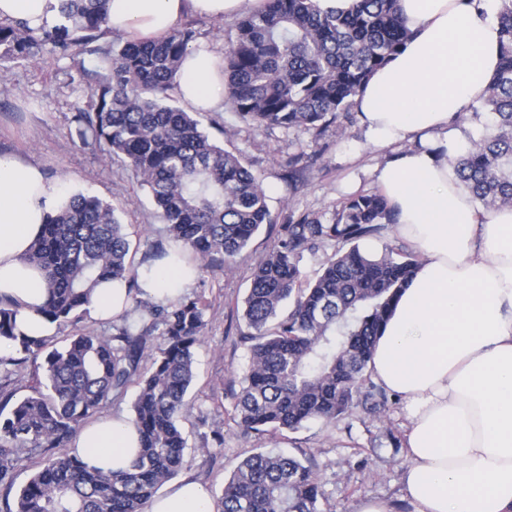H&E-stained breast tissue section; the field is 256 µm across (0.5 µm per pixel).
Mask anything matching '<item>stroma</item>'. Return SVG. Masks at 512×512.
Returning <instances> with one entry per match:
<instances>
[{"mask_svg": "<svg viewBox=\"0 0 512 512\" xmlns=\"http://www.w3.org/2000/svg\"><path fill=\"white\" fill-rule=\"evenodd\" d=\"M93 103L91 81L71 58L47 56L0 69V154L38 164L49 179L77 187L115 208L142 259L147 238H161L155 206L132 172L105 147L82 142L74 115ZM207 129L223 128L225 149L242 156L268 196L272 221L227 270L204 269L188 296L201 297L206 328L196 350L190 397L192 415L183 420L188 438L185 464L169 487L193 481L211 496L240 462L257 448L276 447L310 461L319 476L323 512H356L368 498L386 500L393 512H412L403 497L406 459V402L389 393L381 413L355 408L335 422L314 420L276 438L246 431L233 405L249 363L248 327L242 305L259 258L279 245L282 224L301 216L329 223L334 206L373 190L372 170L391 150L366 142L356 112L322 131L293 128L267 131L219 108L202 113ZM206 425H199V418ZM223 445H216L215 435Z\"/></svg>", "mask_w": 512, "mask_h": 512, "instance_id": "obj_1", "label": "stroma"}]
</instances>
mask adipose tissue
<instances>
[{
    "mask_svg": "<svg viewBox=\"0 0 512 512\" xmlns=\"http://www.w3.org/2000/svg\"><path fill=\"white\" fill-rule=\"evenodd\" d=\"M246 0H108L107 26L133 38L169 33L193 13L224 19ZM409 39L354 98L370 142L396 146L375 182L394 229L421 255L369 363L374 379L407 403L406 498L413 512H512V204L478 208L458 185L457 160L473 139L453 127L500 59L502 0H397ZM222 59L192 51L180 97L199 111L224 99ZM67 195L40 166L0 155V296L19 305L18 332L46 337L45 275L26 253ZM75 446L105 471L126 469L134 426L103 417ZM148 512H213L195 483L155 498Z\"/></svg>",
    "mask_w": 512,
    "mask_h": 512,
    "instance_id": "adipose-tissue-1",
    "label": "adipose tissue"
}]
</instances>
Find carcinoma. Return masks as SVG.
<instances>
[{"instance_id":"obj_1","label":"carcinoma","mask_w":512,"mask_h":512,"mask_svg":"<svg viewBox=\"0 0 512 512\" xmlns=\"http://www.w3.org/2000/svg\"><path fill=\"white\" fill-rule=\"evenodd\" d=\"M397 0H358L347 16L322 15L314 0H265L236 23L224 54V106L264 129H322L349 111L374 70L406 41ZM499 19L501 58L479 97L490 115L486 133L459 159V184L485 208L512 203V0ZM107 0H57L56 23L38 30L0 20V62L44 55H95L80 70L95 76L90 111L76 113L79 135L108 148L134 173L165 224L141 264L187 261L222 268L272 223L261 177L224 149L170 95L198 33L191 24L161 39L97 45ZM393 222L384 196L361 192L335 207L332 223L307 216L283 226L280 246L254 266L243 316L250 356L235 394L239 423L261 435L296 431L311 420L334 422L363 406L374 413L386 396L369 361L394 301L412 281L420 256L410 248L380 255L357 241ZM324 239L352 246L328 259L312 281L302 278L301 251ZM130 243L111 204L77 193L31 245L27 260L45 272L41 312L58 325L86 313L93 290L124 281L134 293L112 334L77 332L57 348L49 337L15 332L16 305L0 298V337L16 343L0 356V487L11 490L33 455L42 468L6 512H144L182 468L187 440L180 421L191 411L194 356L206 326L200 297L157 302L144 296ZM288 315L280 316L285 303ZM162 337L158 345L153 336ZM151 372L139 370L146 351ZM44 355L31 394L15 398L13 375ZM139 387L131 423L140 448L128 469L105 473L81 457L57 455L87 421L129 385ZM319 477L295 456L258 449L225 482L215 512H322Z\"/></svg>"}]
</instances>
